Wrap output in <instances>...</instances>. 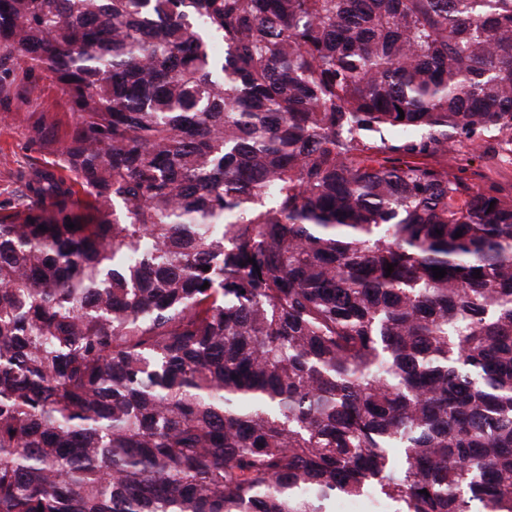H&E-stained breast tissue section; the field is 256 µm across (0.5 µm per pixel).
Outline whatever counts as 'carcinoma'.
Returning <instances> with one entry per match:
<instances>
[{
  "instance_id": "1",
  "label": "carcinoma",
  "mask_w": 512,
  "mask_h": 512,
  "mask_svg": "<svg viewBox=\"0 0 512 512\" xmlns=\"http://www.w3.org/2000/svg\"><path fill=\"white\" fill-rule=\"evenodd\" d=\"M0 51L72 117L0 216V512H512V190L432 161H512V0H0Z\"/></svg>"
}]
</instances>
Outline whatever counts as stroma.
<instances>
[{
	"mask_svg": "<svg viewBox=\"0 0 512 512\" xmlns=\"http://www.w3.org/2000/svg\"><path fill=\"white\" fill-rule=\"evenodd\" d=\"M72 119L60 86L43 76L12 71L0 60V205H17L25 177L51 166L58 141L66 138ZM42 128V139L31 137Z\"/></svg>",
	"mask_w": 512,
	"mask_h": 512,
	"instance_id": "obj_1",
	"label": "stroma"
}]
</instances>
